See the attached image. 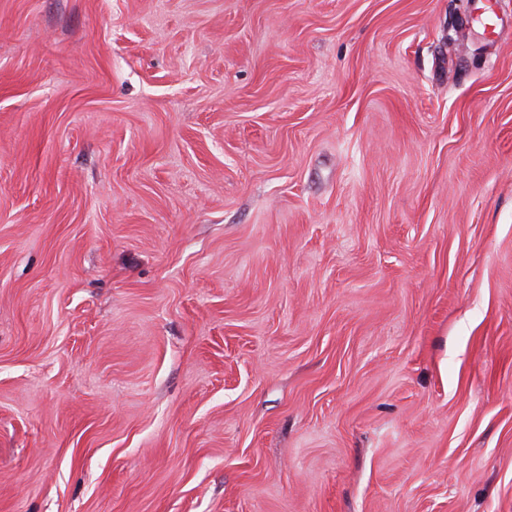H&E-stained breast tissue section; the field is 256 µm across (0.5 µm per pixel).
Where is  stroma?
Segmentation results:
<instances>
[{"instance_id": "1", "label": "stroma", "mask_w": 512, "mask_h": 512, "mask_svg": "<svg viewBox=\"0 0 512 512\" xmlns=\"http://www.w3.org/2000/svg\"><path fill=\"white\" fill-rule=\"evenodd\" d=\"M0 0V512H512V0Z\"/></svg>"}]
</instances>
